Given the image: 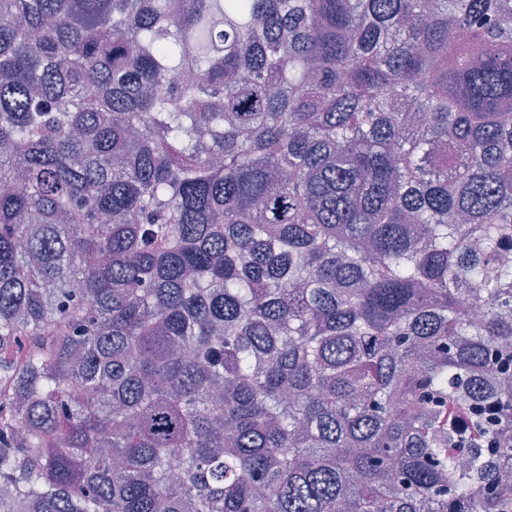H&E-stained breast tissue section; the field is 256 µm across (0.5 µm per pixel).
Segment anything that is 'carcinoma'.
<instances>
[{"mask_svg":"<svg viewBox=\"0 0 512 512\" xmlns=\"http://www.w3.org/2000/svg\"><path fill=\"white\" fill-rule=\"evenodd\" d=\"M511 250L512 0H0V512H512Z\"/></svg>","mask_w":512,"mask_h":512,"instance_id":"cac0c4a2","label":"carcinoma"}]
</instances>
